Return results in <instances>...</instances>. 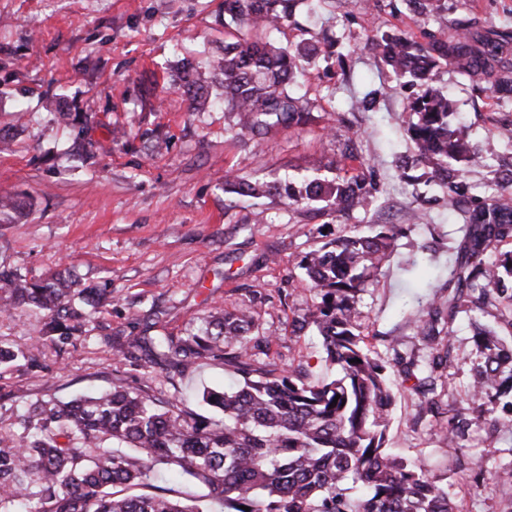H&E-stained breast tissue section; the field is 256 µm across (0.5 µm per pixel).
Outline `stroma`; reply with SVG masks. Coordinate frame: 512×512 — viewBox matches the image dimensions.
<instances>
[{"label":"stroma","instance_id":"obj_1","mask_svg":"<svg viewBox=\"0 0 512 512\" xmlns=\"http://www.w3.org/2000/svg\"><path fill=\"white\" fill-rule=\"evenodd\" d=\"M221 2L0 0V128L13 138L0 152V197L19 205L10 220L0 219V264L36 279L68 267L112 293L111 304L87 313L64 345L44 340L45 311L0 315V345L17 354L0 366V431L38 401L106 391L119 381L160 398L184 395L194 411L214 415L200 394L237 383L233 367L220 359L181 372L132 364L114 355L110 341L143 332L178 339L211 314L242 308L254 323L255 366L300 364L317 377H340L317 331L295 327L314 301L298 263L336 236L394 224L403 234L356 304L393 395L386 446L425 460L461 512H512V485L492 483L496 472L512 470V426L474 428L445 447L434 418H417L419 398L395 364L426 356L407 311L416 297L447 293L466 210L512 185V145L504 139L512 104L452 66L435 71L431 87L455 99L460 125L482 156L465 174L458 211H449L443 190L399 175L398 160L412 154L407 105L419 89L371 46L378 27L418 36L442 29L476 47L502 43L498 62L511 66L512 0H432L422 18L404 0H324L314 12L303 2L273 41L293 47L327 31L336 49L321 52L297 79L296 92L315 105L313 121L260 144L236 138L223 109L190 114L174 87L175 58L206 73L223 48ZM370 91L373 110H352ZM63 110L93 115L91 160L66 154L68 135L55 120ZM351 134L377 184L368 211L339 217L224 191L230 171L299 181L310 161L336 160ZM471 335L470 316L460 313L451 327L452 362L437 374L435 399L449 416L463 407L481 411L471 387L483 358Z\"/></svg>","mask_w":512,"mask_h":512}]
</instances>
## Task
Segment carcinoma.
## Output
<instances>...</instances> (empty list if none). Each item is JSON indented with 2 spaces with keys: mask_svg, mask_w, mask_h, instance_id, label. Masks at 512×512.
<instances>
[{
  "mask_svg": "<svg viewBox=\"0 0 512 512\" xmlns=\"http://www.w3.org/2000/svg\"><path fill=\"white\" fill-rule=\"evenodd\" d=\"M299 0H224V52L212 62L210 78L183 67L177 87L189 111L207 112L222 103L233 127L263 141L281 128L302 127L311 105L291 89L298 73L318 54L315 44L294 49L276 46L256 33L288 21ZM430 47L402 31L376 29L372 37L382 61L401 78L424 86L440 63L471 79H492L502 103L512 101V69H497L496 54L443 34H427ZM414 163L428 181L447 190L448 207L458 205L463 169L480 160L477 146L450 127L455 101L425 89L408 103ZM75 131L73 149L93 146L82 137L91 115L63 112ZM374 187L362 174L313 178L300 190L288 183L231 175L224 192L252 198H279L290 206L323 208L339 215L365 209ZM465 232L454 248L448 296H436L428 311H417L422 346L430 350L423 366L403 362L405 379L423 401L417 417L437 418L446 445L455 447L474 420L461 412L439 418L434 374L448 367L451 344L441 335L463 307L482 310L494 300L512 302V249L487 256L493 243L512 238V192L506 190L467 211ZM397 235L385 225L373 235H343L306 252L304 270L318 301L297 322L314 326L326 361L342 376L314 381L294 368L275 375L251 368L249 336L253 320L238 314L211 315L191 336H116L112 349L125 360L178 368L224 353L242 383L203 394L220 419L191 411L177 396L159 401L119 384L96 397L68 402L42 400L18 415L14 429L0 432V512H460L448 488L430 475L421 460L392 454L385 446L386 413L392 396L384 366L371 354L357 320V294L370 271L393 251ZM93 308L111 300L105 288L89 284L66 268L32 280L0 269V313L23 305L49 312L46 335L66 344L79 330L83 313L75 300ZM483 363L474 396L490 405L512 397V343L488 327L473 335ZM335 407H330L331 403ZM66 442H60V439ZM186 475L207 489L192 499L159 493H133L147 486L158 468ZM249 510H243V507Z\"/></svg>",
  "mask_w": 512,
  "mask_h": 512,
  "instance_id": "cac0c4a2",
  "label": "carcinoma"
}]
</instances>
